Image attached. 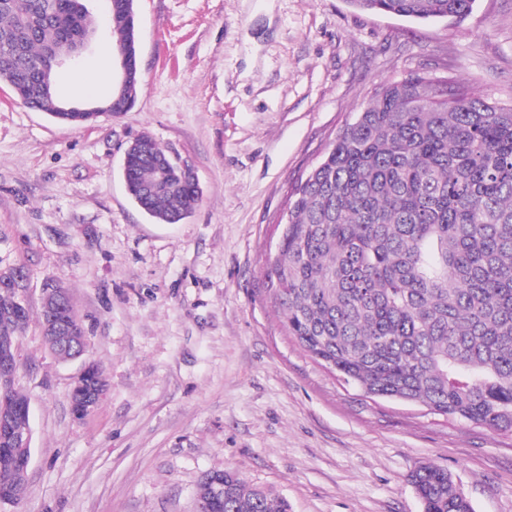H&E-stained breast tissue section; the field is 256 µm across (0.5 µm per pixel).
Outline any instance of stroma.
Returning <instances> with one entry per match:
<instances>
[{
	"label": "stroma",
	"instance_id": "obj_1",
	"mask_svg": "<svg viewBox=\"0 0 512 512\" xmlns=\"http://www.w3.org/2000/svg\"><path fill=\"white\" fill-rule=\"evenodd\" d=\"M141 80L80 126L0 78V262L23 267L16 342L30 400L21 502L0 512H193L230 467L291 512H423L411 474L448 470L474 512H512V432L367 395L289 337L270 288L291 192L380 84L418 73L512 102V0L461 23L348 0H135ZM150 135L201 194L162 224L129 197L124 150ZM68 289L85 359L47 348L42 288ZM107 391L71 414L84 360Z\"/></svg>",
	"mask_w": 512,
	"mask_h": 512
}]
</instances>
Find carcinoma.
I'll use <instances>...</instances> for the list:
<instances>
[{
	"mask_svg": "<svg viewBox=\"0 0 512 512\" xmlns=\"http://www.w3.org/2000/svg\"><path fill=\"white\" fill-rule=\"evenodd\" d=\"M413 21L460 22L475 0H350ZM112 52L136 19L112 0ZM93 30L85 0H0V77L25 107L55 102L56 56ZM146 150L123 177L161 223L190 214L200 188ZM268 278L290 336L367 394L512 431V103L420 74L379 86L294 189ZM204 512H289L288 500L231 469ZM423 512H473L445 469L412 475Z\"/></svg>",
	"mask_w": 512,
	"mask_h": 512,
	"instance_id": "carcinoma-1",
	"label": "carcinoma"
}]
</instances>
